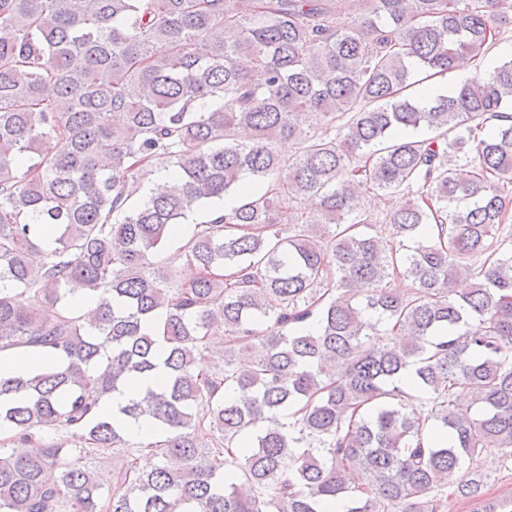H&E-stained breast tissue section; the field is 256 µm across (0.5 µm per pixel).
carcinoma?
Returning <instances> with one entry per match:
<instances>
[{"label":"carcinoma","mask_w":512,"mask_h":512,"mask_svg":"<svg viewBox=\"0 0 512 512\" xmlns=\"http://www.w3.org/2000/svg\"><path fill=\"white\" fill-rule=\"evenodd\" d=\"M511 17L512 0H0V352L62 360L0 378V512H442L453 494L512 512L450 481L512 457V60L412 94L484 60ZM158 155L171 183L140 198ZM371 189L409 196L390 241L364 232ZM229 193L180 237L197 274L176 278L175 228ZM128 419L165 440L128 443Z\"/></svg>","instance_id":"carcinoma-1"}]
</instances>
